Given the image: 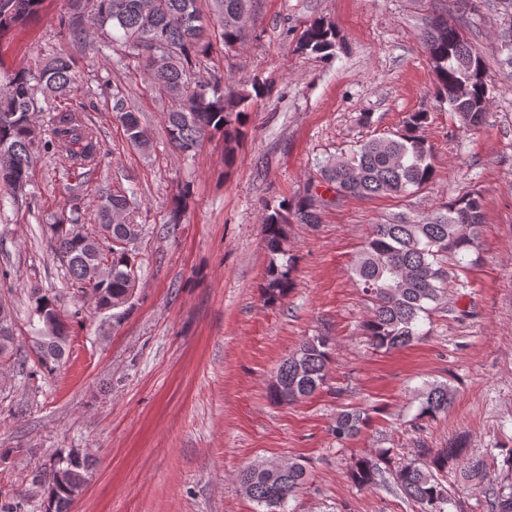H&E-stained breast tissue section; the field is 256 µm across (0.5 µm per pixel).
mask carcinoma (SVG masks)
<instances>
[{"label": "carcinoma", "instance_id": "1", "mask_svg": "<svg viewBox=\"0 0 512 512\" xmlns=\"http://www.w3.org/2000/svg\"><path fill=\"white\" fill-rule=\"evenodd\" d=\"M199 0H69L63 30L74 41L92 31L99 47L112 50L116 65L134 60L143 69L145 81L159 98L170 102L166 131L172 147L193 156L206 140L224 143V163L234 162L244 135L252 103L268 97L273 86L264 80L250 84H224V75L191 88L192 75L217 45L227 52L245 44V23L257 0H209V12ZM42 0H0V35L38 12ZM422 52L435 60L436 89L448 102L463 127L479 130L489 122V97L481 75L485 74L483 51L471 43L457 26L435 14L421 34ZM303 54L329 59L336 52V33L329 22L310 26L298 45ZM78 71L69 55L54 54L32 67L0 72V191L13 193L30 185L35 148L65 155L75 169L95 165L98 136L82 111L52 108L48 128L33 116L44 106L67 101L77 83ZM113 111L129 145L142 153L152 142L140 115L129 109L124 96L114 94ZM428 114L413 112L403 128L387 138L363 140L320 169V186L338 197L406 196L430 183L435 175L431 148L420 135ZM191 197L185 184L174 195L168 224L183 223ZM82 189L77 186L65 204L66 211L49 225V245L66 259L68 282L91 298L96 306L112 311L120 319L129 310L137 289L139 256L135 243L142 225L131 219L135 192L116 189L101 196L98 223H82ZM319 199L311 193L295 199L283 198L265 206L262 233L270 255L266 299L278 302L291 288L293 257L288 253L290 224L319 223ZM484 224L480 195L470 192L446 204L432 217L407 221L401 217L375 224L352 271L363 294L372 304L364 325L371 344L384 351L399 350L419 338L418 324L432 306L447 298L448 272L445 264L466 269L479 253ZM108 233L112 252L88 248L90 237ZM31 316L41 324V337L33 347V367L51 374L66 353L70 328L61 317L57 297L33 286L28 290ZM27 359L17 357V336L10 309L0 303V366ZM330 363L329 339L314 336L278 366L270 386V397L278 403L302 401L326 384ZM454 394L444 383H432L420 394L418 417L435 418L448 413ZM370 416L357 407L336 413L332 432L339 440H350L369 425ZM393 450L380 448L370 457L357 459L349 478L360 487L385 482L389 473L394 485L421 512H446L452 491L446 485L448 470L461 465V485L483 495L489 512H512V481L494 485L487 478L488 460L470 456L459 441L446 448H432L420 441L413 460L387 471ZM92 463L78 449L59 452L49 466H38L28 476L31 490L41 493L44 512H70L85 489ZM308 481V468L299 460L247 465L239 483L259 512H283Z\"/></svg>", "mask_w": 512, "mask_h": 512}]
</instances>
